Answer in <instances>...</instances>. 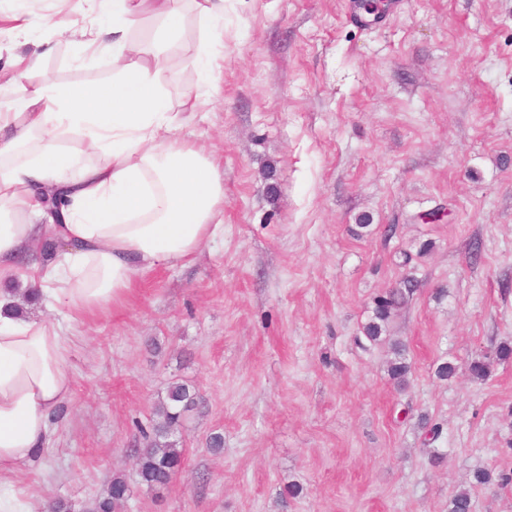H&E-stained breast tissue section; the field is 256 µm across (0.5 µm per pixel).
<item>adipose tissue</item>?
I'll return each mask as SVG.
<instances>
[{
	"instance_id": "ef3b65f1",
	"label": "adipose tissue",
	"mask_w": 512,
	"mask_h": 512,
	"mask_svg": "<svg viewBox=\"0 0 512 512\" xmlns=\"http://www.w3.org/2000/svg\"><path fill=\"white\" fill-rule=\"evenodd\" d=\"M105 22L84 46L108 59L111 81L59 87L27 84L39 57L1 65L14 102L0 111V284L21 277L47 321L17 315L0 288V483L44 452L72 397L70 344L85 316L117 305L138 275L201 252L224 223V179L210 155L183 133L157 74L139 63L132 38L143 10L163 20L161 54L180 55L218 92L221 65L182 39L181 0H103ZM91 162H81V154ZM63 194L62 221L41 202ZM56 250L42 258L39 243Z\"/></svg>"
}]
</instances>
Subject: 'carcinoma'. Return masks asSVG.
Masks as SVG:
<instances>
[{"mask_svg": "<svg viewBox=\"0 0 512 512\" xmlns=\"http://www.w3.org/2000/svg\"><path fill=\"white\" fill-rule=\"evenodd\" d=\"M404 284L403 288H391L374 298L373 318L365 327L368 340L389 342L393 354L389 364L390 376L400 385L406 382L411 372V366L406 362L405 345L401 340L392 338L395 320L412 293V280L407 279ZM490 367L491 357L483 355L470 363L469 371L474 378L483 380L489 375ZM198 403L199 395L194 387L173 382L167 387L165 398L157 405L148 425L138 426L145 443V447L135 450L139 458L137 476L141 484L149 488L164 487L183 468L184 450L174 439V434L184 414ZM125 489V480L120 476L115 477L107 494L91 500L83 512H123L126 497L122 491ZM470 510L469 491L456 492L449 502L448 512Z\"/></svg>", "mask_w": 512, "mask_h": 512, "instance_id": "obj_1", "label": "carcinoma"}]
</instances>
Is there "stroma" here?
<instances>
[{"label":"stroma","mask_w":512,"mask_h":512,"mask_svg":"<svg viewBox=\"0 0 512 512\" xmlns=\"http://www.w3.org/2000/svg\"><path fill=\"white\" fill-rule=\"evenodd\" d=\"M361 2L224 0L220 42L185 16L184 39L224 60L222 92L192 68L161 83L175 111L199 97L184 133L220 167L224 228L84 320L72 400L8 487L34 512L57 496L79 510L116 475L124 512H448L464 488L471 512H512V360L468 373L512 344V0H388L370 25ZM13 12L27 35L0 24V63L41 54L28 84L111 80L61 29L65 0H0ZM407 278L401 387L363 327ZM174 381L201 403L182 472L154 490L135 424ZM479 469L493 480L471 486Z\"/></svg>","instance_id":"obj_1"}]
</instances>
